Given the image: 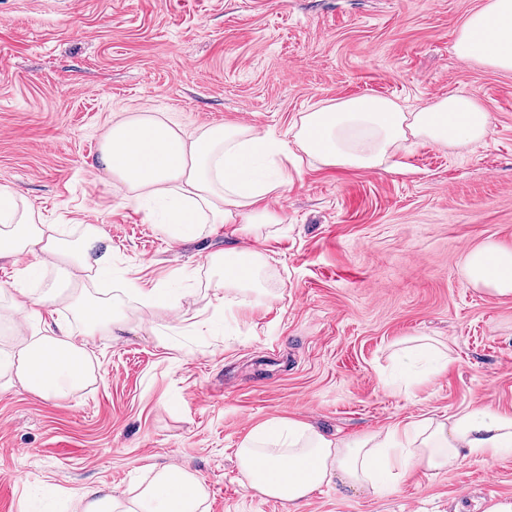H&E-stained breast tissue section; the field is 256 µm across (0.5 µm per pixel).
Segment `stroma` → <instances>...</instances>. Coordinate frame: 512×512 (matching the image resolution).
I'll use <instances>...</instances> for the list:
<instances>
[{
    "label": "stroma",
    "instance_id": "1",
    "mask_svg": "<svg viewBox=\"0 0 512 512\" xmlns=\"http://www.w3.org/2000/svg\"><path fill=\"white\" fill-rule=\"evenodd\" d=\"M487 0H0V185L44 223L106 225L128 281L181 296L165 341L136 298L138 332L95 337V378L69 399L0 389V512H71L80 487L128 492L149 465L189 467L205 512H288L245 488L234 451L254 427L311 422L329 437L488 406L512 412V297L473 287L468 252L512 247V72L458 58L459 27ZM451 91L492 117L463 149L418 142L392 171L323 167L288 153L280 218L258 243L272 301L195 333L212 300L223 229L171 247L96 163L123 112H164L186 135L245 123L284 137L322 101L377 94L412 111ZM414 336L446 371L395 382ZM470 491L469 502L459 501ZM512 499V456L409 473L381 494L330 484L304 512H486Z\"/></svg>",
    "mask_w": 512,
    "mask_h": 512
}]
</instances>
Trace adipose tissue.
Wrapping results in <instances>:
<instances>
[{
  "label": "adipose tissue",
  "mask_w": 512,
  "mask_h": 512,
  "mask_svg": "<svg viewBox=\"0 0 512 512\" xmlns=\"http://www.w3.org/2000/svg\"><path fill=\"white\" fill-rule=\"evenodd\" d=\"M457 57L512 71V0H488L461 26ZM491 115L472 96L452 92L409 111L394 100L362 95L319 103L302 113L289 140L260 134L251 125H209L185 135L163 113L133 112L116 120L102 136L100 165L125 185L128 207L159 219L171 245L198 237L205 225L220 224L236 247L208 254L206 262L219 296L214 313L271 299L263 286L268 257L255 242L260 228L278 223L269 198L288 188L280 166L290 147L324 167L384 169L396 151L412 141L449 148L484 141ZM0 262L17 277L0 285V310L15 341L0 348V386L20 384L49 398L67 399L94 377L89 346L96 336L120 339L136 323L123 300L91 294L89 271L108 273L112 246L104 225H82L69 238L16 190L0 186ZM61 268L64 284L29 287L32 274ZM469 283L499 297L512 296V248L478 247L466 257ZM62 304L69 323L47 322L42 309ZM512 455V413L471 409L441 420L426 417L389 428L331 439L310 423L275 419L255 427L235 450L239 471L255 495L286 502L301 512L310 495L340 481L351 488L379 492L415 469L437 474L464 459ZM206 491L189 468L166 465L129 496L85 489L76 512H200Z\"/></svg>",
  "instance_id": "1"
}]
</instances>
